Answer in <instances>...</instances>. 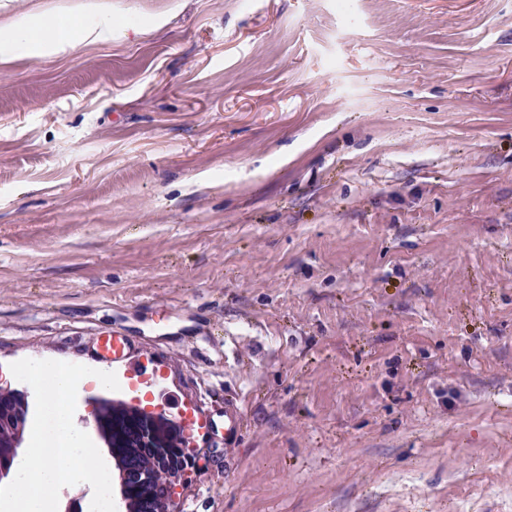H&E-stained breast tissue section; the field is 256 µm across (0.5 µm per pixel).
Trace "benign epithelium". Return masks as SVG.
Segmentation results:
<instances>
[{"instance_id":"benign-epithelium-1","label":"benign epithelium","mask_w":512,"mask_h":512,"mask_svg":"<svg viewBox=\"0 0 512 512\" xmlns=\"http://www.w3.org/2000/svg\"><path fill=\"white\" fill-rule=\"evenodd\" d=\"M113 405L112 440L107 443L111 454L116 457H135L142 454L141 460L133 466H125L118 471L120 494H125L130 481L161 474V492L153 503L154 512H177V492L181 485L185 469L173 457L167 458V464L160 466L150 454L157 453L156 446L173 438L183 450L190 449L189 438L183 426L169 417L164 411L147 409L124 401L98 399L92 403V414L104 404Z\"/></svg>"}]
</instances>
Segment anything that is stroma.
Returning <instances> with one entry per match:
<instances>
[{
	"instance_id": "1",
	"label": "stroma",
	"mask_w": 512,
	"mask_h": 512,
	"mask_svg": "<svg viewBox=\"0 0 512 512\" xmlns=\"http://www.w3.org/2000/svg\"><path fill=\"white\" fill-rule=\"evenodd\" d=\"M105 2L0 66V386L109 327L74 423L153 367L179 512H512V0ZM129 348L128 337L112 331V329L99 331L96 336L97 354L103 363H115L123 360Z\"/></svg>"
}]
</instances>
